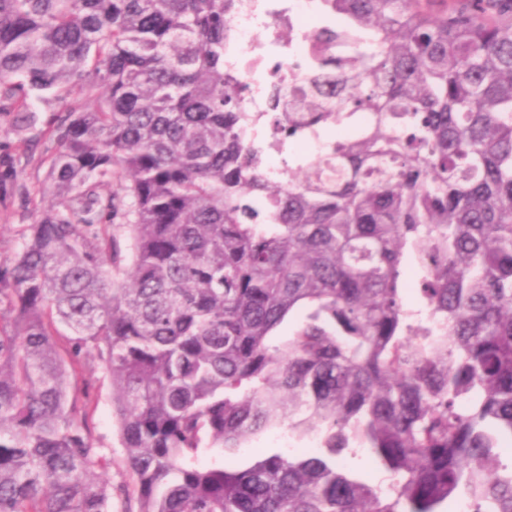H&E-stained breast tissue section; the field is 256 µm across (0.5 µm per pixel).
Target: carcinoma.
Returning a JSON list of instances; mask_svg holds the SVG:
<instances>
[{"label": "carcinoma", "mask_w": 512, "mask_h": 512, "mask_svg": "<svg viewBox=\"0 0 512 512\" xmlns=\"http://www.w3.org/2000/svg\"><path fill=\"white\" fill-rule=\"evenodd\" d=\"M428 2L311 0L323 50L270 111L330 148L272 167L226 60L243 0H0L13 135L84 98L0 261V512H512V0ZM275 429L316 451L226 465ZM97 408L95 411L96 435L99 444L107 455H112V482L125 480L132 485V477L127 470L123 448L112 420V387L109 378L101 368L95 373ZM350 470L358 473L365 480L385 487L389 483L388 474L369 459L359 458L350 461Z\"/></svg>", "instance_id": "obj_1"}]
</instances>
